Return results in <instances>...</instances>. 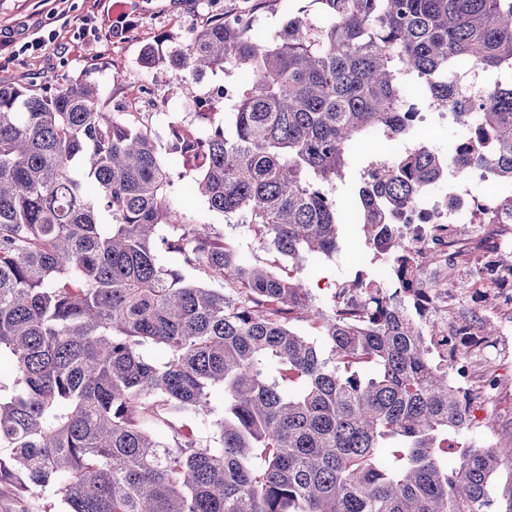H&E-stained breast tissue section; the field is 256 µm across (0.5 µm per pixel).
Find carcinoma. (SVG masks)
<instances>
[{
	"instance_id": "cac0c4a2",
	"label": "carcinoma",
	"mask_w": 512,
	"mask_h": 512,
	"mask_svg": "<svg viewBox=\"0 0 512 512\" xmlns=\"http://www.w3.org/2000/svg\"><path fill=\"white\" fill-rule=\"evenodd\" d=\"M315 2L323 22L294 15L267 40L222 17L186 49L141 50L182 82L248 77L227 123L173 133L167 162L90 82L0 84V492L17 512H492L512 444L461 445L448 467L472 398L448 383L438 325L407 293L359 320L334 293L323 309L298 271L356 224L394 276L429 262L395 226L450 167L491 172L512 213V80L477 103L448 80L456 60L512 70V0ZM407 73L468 138L382 158L337 199L372 136H417ZM173 165L291 269L172 207Z\"/></svg>"
}]
</instances>
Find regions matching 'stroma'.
Instances as JSON below:
<instances>
[{
	"instance_id": "35a3bbf8",
	"label": "stroma",
	"mask_w": 512,
	"mask_h": 512,
	"mask_svg": "<svg viewBox=\"0 0 512 512\" xmlns=\"http://www.w3.org/2000/svg\"><path fill=\"white\" fill-rule=\"evenodd\" d=\"M124 10H114V0H0V41L16 49L15 58H0V82L14 84L31 76L44 83L80 78L95 84L113 109L134 101L145 103L154 114L152 133L162 147L172 144L175 128L192 123L182 104L187 96H202L216 84L240 81L237 72H210L178 83L153 77L138 64L144 46L170 50L179 46L192 29L226 14L252 18L255 31L265 37L279 30L288 16L299 11L317 15L313 0H124ZM56 31L57 40L45 50L23 51L24 43ZM174 207L189 219L210 225L253 264L273 265L277 256L261 248L249 225L240 217L208 210L198 198L173 197ZM342 250L335 258H318L307 276L317 304H325L331 284L352 280L358 273H374L381 265L365 244L361 230L344 232ZM489 345L474 357L476 375L493 374L494 399L475 401V423L463 443H512V329L489 337Z\"/></svg>"
}]
</instances>
